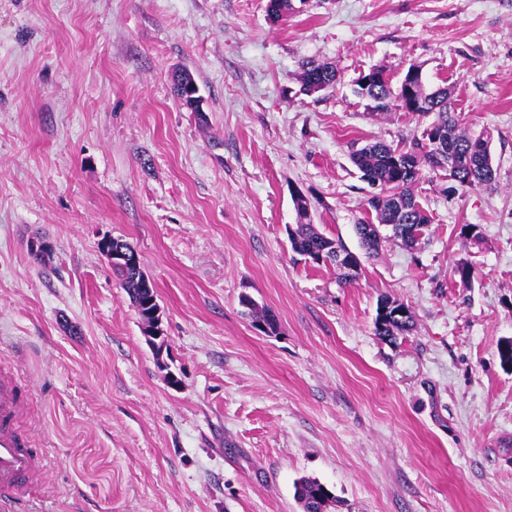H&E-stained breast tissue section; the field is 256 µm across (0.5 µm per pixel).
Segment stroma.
Instances as JSON below:
<instances>
[{
	"label": "stroma",
	"mask_w": 512,
	"mask_h": 512,
	"mask_svg": "<svg viewBox=\"0 0 512 512\" xmlns=\"http://www.w3.org/2000/svg\"><path fill=\"white\" fill-rule=\"evenodd\" d=\"M267 2L0 0V367L30 390L48 461L11 512H302L303 477L336 512H512V0H292L275 23ZM309 62L335 86L302 93ZM412 64L491 131L496 180L448 196L426 173L421 245L373 256L350 154L428 120L370 116L353 83ZM297 190L358 257L353 283L292 252ZM106 236L155 283L162 352ZM384 295L414 315L392 343ZM380 302H383L384 304H400L404 305L403 303H399L395 300H390L388 297H382L378 301L377 306V314L375 317V330L376 333L379 336L389 337L390 339L396 338V336H404L413 329L414 321H413V315L408 307H406L407 312L405 316H398V317H392L390 313L381 315L380 312ZM294 496L303 512H320L324 501L340 503L333 492L315 479L301 478L294 485Z\"/></svg>",
	"instance_id": "obj_1"
}]
</instances>
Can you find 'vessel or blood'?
<instances>
[{"label": "vessel or blood", "instance_id": "1", "mask_svg": "<svg viewBox=\"0 0 512 512\" xmlns=\"http://www.w3.org/2000/svg\"><path fill=\"white\" fill-rule=\"evenodd\" d=\"M27 396L17 373L0 369V498H8L30 484L43 482L46 461L23 430Z\"/></svg>", "mask_w": 512, "mask_h": 512}]
</instances>
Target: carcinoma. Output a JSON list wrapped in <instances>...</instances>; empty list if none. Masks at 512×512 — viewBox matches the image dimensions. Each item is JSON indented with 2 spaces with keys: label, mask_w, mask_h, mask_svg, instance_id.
<instances>
[{
  "label": "carcinoma",
  "mask_w": 512,
  "mask_h": 512,
  "mask_svg": "<svg viewBox=\"0 0 512 512\" xmlns=\"http://www.w3.org/2000/svg\"><path fill=\"white\" fill-rule=\"evenodd\" d=\"M318 82L332 87L337 83L336 70L320 63H308L303 67L301 83L308 92ZM355 93L367 101L368 111L378 114L404 111L398 103L401 86L381 78L366 87L355 82ZM414 96L425 105L411 110L419 116H430L429 125L443 133L447 151L457 159L460 166L458 175L449 187L451 193L467 191L495 182L497 169L490 150L491 133L484 131L475 136L465 128L460 113L452 109V92L446 86L431 88L425 84L414 87ZM351 161L360 173L362 181L373 189L367 198L369 216L354 225L355 233L362 248L369 254H376L385 241L382 229L391 231L392 238L405 247L412 248L424 237L429 217L417 199L415 187L420 182L423 167L435 170L433 150L419 136L394 146L383 140L369 142L351 153ZM310 202L304 198L296 201L299 221L288 234L294 253L305 258L315 252H325L326 259L333 260L336 250L347 247L341 239L325 236L311 222L308 213ZM132 304L143 306L153 297L155 287L147 288L131 271L113 270ZM413 315L393 317L376 314L375 330L380 336L394 338L412 331ZM294 496L302 512H320L322 504L328 501L334 505L339 500L325 485L315 479L301 478L294 485Z\"/></svg>",
  "instance_id": "carcinoma-1"
}]
</instances>
